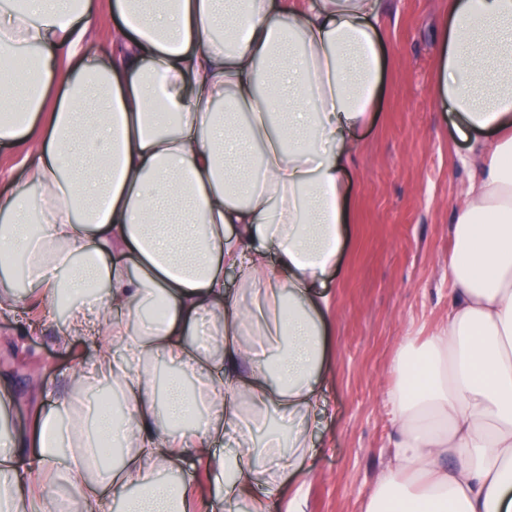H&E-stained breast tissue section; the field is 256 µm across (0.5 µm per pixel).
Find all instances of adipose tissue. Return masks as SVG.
<instances>
[{
	"label": "adipose tissue",
	"instance_id": "ef3b65f1",
	"mask_svg": "<svg viewBox=\"0 0 512 512\" xmlns=\"http://www.w3.org/2000/svg\"><path fill=\"white\" fill-rule=\"evenodd\" d=\"M18 0L0 47L35 48L26 82L0 71V141L25 152L0 202V249H23L41 316L79 300L56 343L92 342L31 428L0 430V512H271L303 479L322 411L326 277L347 222L343 175L382 61L378 0ZM436 96L476 177L454 208L448 321L406 343L388 393L392 451L364 512H512V0H448ZM253 290L245 307L225 271ZM108 381L114 420L80 391ZM288 440L257 447L269 412ZM226 444L224 455L214 448ZM269 491L256 496V487ZM114 1L93 0V11L95 20L88 32V39L99 47H106L112 39V30L118 22V17L111 4ZM192 462H188L186 465L182 467V469L178 472H174L178 479L190 480L197 483V489L199 492V496L203 498L206 502L214 501V493L209 489L208 484L206 482V476L204 469H200L199 465L191 464Z\"/></svg>",
	"mask_w": 512,
	"mask_h": 512
}]
</instances>
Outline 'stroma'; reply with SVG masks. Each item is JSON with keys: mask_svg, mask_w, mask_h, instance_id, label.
Wrapping results in <instances>:
<instances>
[{"mask_svg": "<svg viewBox=\"0 0 512 512\" xmlns=\"http://www.w3.org/2000/svg\"><path fill=\"white\" fill-rule=\"evenodd\" d=\"M448 0H381L384 67L346 176L349 219L327 292L339 315L326 326L332 379L316 421L304 481L285 480L274 512L299 498L304 512H363L384 471L391 428L387 391L393 361L408 340L448 319L445 263L455 201L474 176L467 151L435 99ZM61 317L44 319L24 356L19 325L0 318V377L23 384L39 369L48 389L93 354L87 341L61 349Z\"/></svg>", "mask_w": 512, "mask_h": 512, "instance_id": "stroma-1", "label": "stroma"}]
</instances>
